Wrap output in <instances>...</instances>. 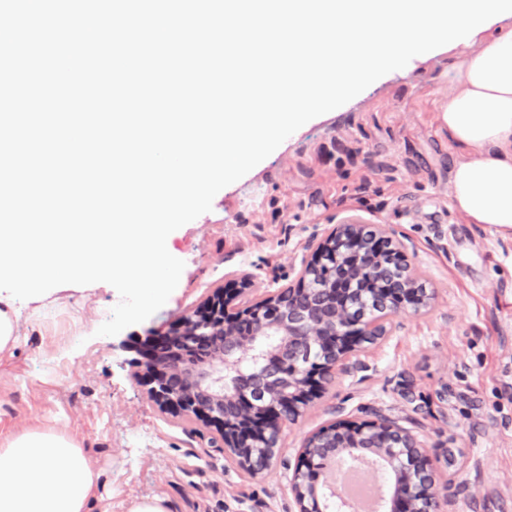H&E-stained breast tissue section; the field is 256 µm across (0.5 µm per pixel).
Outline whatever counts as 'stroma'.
<instances>
[{
    "mask_svg": "<svg viewBox=\"0 0 512 512\" xmlns=\"http://www.w3.org/2000/svg\"><path fill=\"white\" fill-rule=\"evenodd\" d=\"M452 91L448 57L436 54L307 122L168 236L185 263L180 284L142 323L98 335L120 300L108 284L18 302L19 342L0 357V434L67 429L101 470L111 512L154 497L169 512H294L288 465L303 438L376 407L428 448L453 450L438 475L457 491L454 512H512V237L451 205L457 154L440 114ZM352 219L386 230L432 304L393 317L365 371L335 378L285 427L278 462L253 476L214 429L148 398L132 378L139 345L243 277L254 281L248 300L294 284L309 245Z\"/></svg>",
    "mask_w": 512,
    "mask_h": 512,
    "instance_id": "35a3bbf8",
    "label": "stroma"
}]
</instances>
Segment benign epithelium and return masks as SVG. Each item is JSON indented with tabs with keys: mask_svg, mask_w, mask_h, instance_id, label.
<instances>
[{
	"mask_svg": "<svg viewBox=\"0 0 512 512\" xmlns=\"http://www.w3.org/2000/svg\"><path fill=\"white\" fill-rule=\"evenodd\" d=\"M360 228L343 224L311 249L301 262L297 285L276 290L288 292V309L268 312L263 305H238L240 292L221 289L206 308L182 316L163 335L146 339L145 370L133 377L147 387L149 399L164 410L215 427L240 467H248L241 449L257 437L270 440L264 465L250 473L271 469L280 455L283 424L303 417L335 375L361 371L362 353L389 336L387 329L376 330L385 324L383 318L366 325L348 308H330V298L343 299L351 287L349 275L336 282L328 298L310 293L308 272L333 266L340 250L359 260L374 246L388 254L390 265L409 274L407 279L376 282L390 315L419 313L433 300L427 290L407 285L414 274L382 227L373 226L368 235ZM271 336L286 337L288 346L268 341ZM284 377L292 383L288 392L270 395L268 387ZM226 397L244 416L242 422H227ZM297 455L289 476L297 512H326L327 493H335L328 469L339 459L367 463L385 474L382 512H444L443 506L452 503L424 441L378 409L363 418H338L312 432Z\"/></svg>",
	"mask_w": 512,
	"mask_h": 512,
	"instance_id": "benign-epithelium-1",
	"label": "benign epithelium"
}]
</instances>
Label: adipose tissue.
<instances>
[{"mask_svg": "<svg viewBox=\"0 0 512 512\" xmlns=\"http://www.w3.org/2000/svg\"><path fill=\"white\" fill-rule=\"evenodd\" d=\"M455 54L441 119L457 159L450 199L471 224L512 236V16ZM87 448L56 425L0 435V512H109Z\"/></svg>", "mask_w": 512, "mask_h": 512, "instance_id": "ef3b65f1", "label": "adipose tissue"}]
</instances>
